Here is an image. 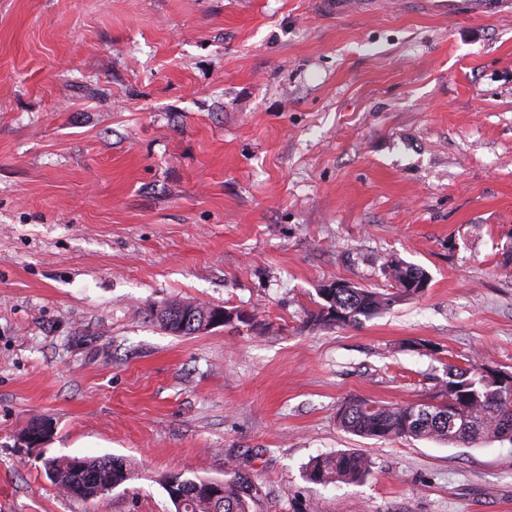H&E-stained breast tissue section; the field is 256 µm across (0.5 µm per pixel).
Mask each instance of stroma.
<instances>
[{"label":"stroma","mask_w":512,"mask_h":512,"mask_svg":"<svg viewBox=\"0 0 512 512\" xmlns=\"http://www.w3.org/2000/svg\"><path fill=\"white\" fill-rule=\"evenodd\" d=\"M391 257L420 296L313 320ZM173 300L249 320L176 336L148 316ZM474 361L512 372V17L0 0V512H175L166 477L233 470L253 512H512V444L336 421ZM348 448L360 484L310 481ZM103 456L135 478L93 500L42 469Z\"/></svg>","instance_id":"35a3bbf8"}]
</instances>
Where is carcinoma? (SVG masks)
Instances as JSON below:
<instances>
[{
    "label": "carcinoma",
    "mask_w": 512,
    "mask_h": 512,
    "mask_svg": "<svg viewBox=\"0 0 512 512\" xmlns=\"http://www.w3.org/2000/svg\"><path fill=\"white\" fill-rule=\"evenodd\" d=\"M385 273L391 288L376 292L352 285L350 288L318 290L324 301L314 315L317 322L332 323L323 308L335 304L344 313L343 325L356 324L396 303L415 297V289L409 287L414 279H426V272L399 260L386 263ZM210 310L204 303L175 300L156 313V319L166 330L176 335H190L193 328L185 320L188 312L198 315ZM490 371L476 362L468 367H448V380L442 382L441 395L452 396L456 401V421L446 419L448 412L427 409L423 404L388 406L353 399L345 403L338 413L339 426L348 433L367 438H414L441 444H468L476 446L490 441L512 443V387L490 382L479 370ZM48 479L65 495L89 500L95 491L110 485L114 488L133 479L127 462L119 457H85L79 463L72 458L53 457L43 462ZM371 463L363 453L351 449L334 455L319 456L312 462L309 480L319 484H354L369 472ZM176 490L182 501L177 512H251L258 488L251 479L237 471L221 481L222 495L212 498L204 490V479L182 478L176 475Z\"/></svg>",
    "instance_id": "carcinoma-1"
}]
</instances>
